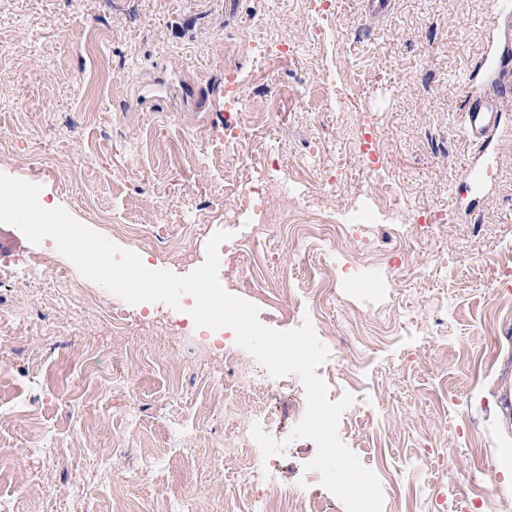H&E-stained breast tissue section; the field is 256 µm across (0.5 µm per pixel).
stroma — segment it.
I'll list each match as a JSON object with an SVG mask.
<instances>
[{
	"label": "stroma",
	"mask_w": 512,
	"mask_h": 512,
	"mask_svg": "<svg viewBox=\"0 0 512 512\" xmlns=\"http://www.w3.org/2000/svg\"><path fill=\"white\" fill-rule=\"evenodd\" d=\"M315 0H0V173L40 185L45 208L78 222L150 269L189 274L177 253L225 227L244 183L269 158L285 190L339 223L362 225L378 264L348 277L339 239L281 225L258 250L268 292L244 281L251 253L219 255L230 294L287 331L298 304L317 308L316 335L336 340L360 378L357 414L338 433L383 487L384 512H512L500 488L512 447V108L499 153L461 130L460 88L492 36L490 0H392L363 20V0L318 16ZM262 26H255V19ZM189 79L206 111L165 98ZM244 94L250 135L225 140L211 115L224 91ZM373 137L381 178L358 145ZM487 169L470 192L469 164ZM334 191L322 185L332 174ZM400 199L411 226L383 211ZM0 223V504L8 512H265L242 482L250 449L228 455L224 435L268 397L240 388L256 362L224 360L227 329L167 335L173 309L140 303L158 325L113 328L119 297L67 263L26 278L37 248ZM336 281L329 301L313 275ZM316 445L294 440L280 457L284 487L321 490ZM497 488L489 499L486 487ZM202 491L190 502L183 494Z\"/></svg>",
	"instance_id": "35a3bbf8"
}]
</instances>
